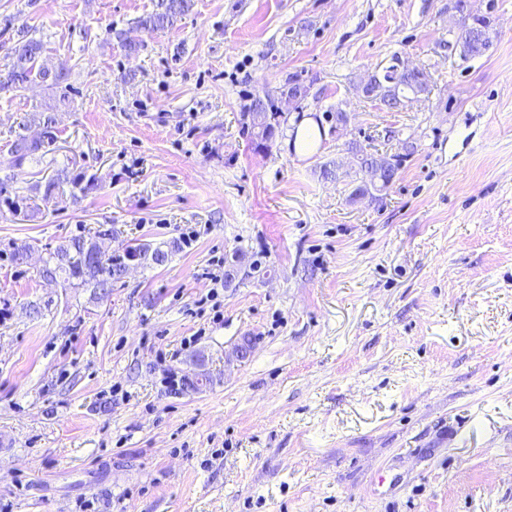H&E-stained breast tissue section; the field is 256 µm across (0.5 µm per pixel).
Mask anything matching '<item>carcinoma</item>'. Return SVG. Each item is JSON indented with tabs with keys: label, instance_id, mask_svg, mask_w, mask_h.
<instances>
[{
	"label": "carcinoma",
	"instance_id": "carcinoma-1",
	"mask_svg": "<svg viewBox=\"0 0 512 512\" xmlns=\"http://www.w3.org/2000/svg\"><path fill=\"white\" fill-rule=\"evenodd\" d=\"M193 7L192 0H158L155 12L138 20L136 26L151 32L171 27L178 19L187 15ZM471 18L467 37H458L455 47L465 59L480 57L489 50L493 42L490 18L486 15L469 14ZM43 51L41 41L33 38H19L11 48L12 63L4 72H0V90H20L37 79L52 78L53 85L60 89V96L68 94L67 70L62 68L54 75L37 66ZM380 89L385 93L401 95L407 98H421L431 92L429 81H422L412 72H391L389 66L381 67ZM43 130L36 139H30L19 133L9 144L7 155L0 159V166L16 167L25 163L38 153L46 154L53 150L57 141V131L52 117L41 118ZM243 123L254 145L269 141L275 133L282 131L287 123L285 113L275 105L271 95L260 101L256 96L249 98L244 106ZM112 236V230H99L92 238H74L70 244L59 248L42 269V276L49 280L64 277L68 284H92L100 292L108 293L112 280L120 278L125 270V259L134 255L140 260L151 259L156 264L164 263L168 253L160 248L150 249L148 244H128L123 253L116 254L103 246V240ZM97 252L96 261L89 260L91 252Z\"/></svg>",
	"mask_w": 512,
	"mask_h": 512
}]
</instances>
